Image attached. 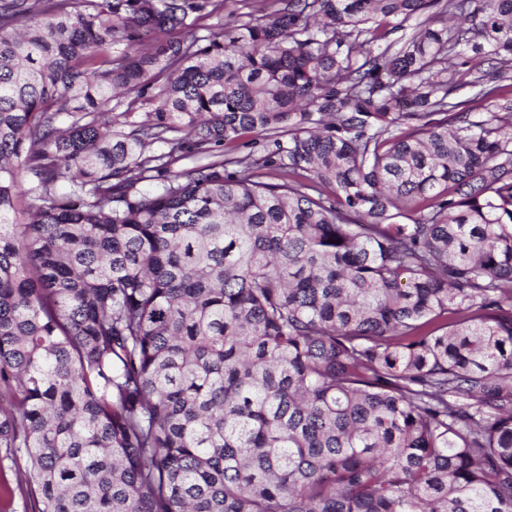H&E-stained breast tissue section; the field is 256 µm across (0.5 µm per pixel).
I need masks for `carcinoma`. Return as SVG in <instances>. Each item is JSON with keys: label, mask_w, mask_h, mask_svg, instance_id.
<instances>
[{"label": "carcinoma", "mask_w": 512, "mask_h": 512, "mask_svg": "<svg viewBox=\"0 0 512 512\" xmlns=\"http://www.w3.org/2000/svg\"><path fill=\"white\" fill-rule=\"evenodd\" d=\"M210 5L0 0V512H512V0ZM276 7V3L272 0H226L223 11L203 17L198 22L201 29L197 31V34H207L206 29L214 28L220 23L223 24L231 18V13H233V16L239 13H253L257 17L271 12Z\"/></svg>", "instance_id": "obj_1"}]
</instances>
